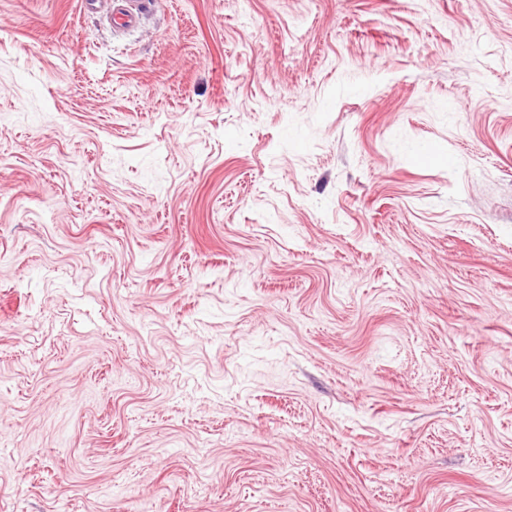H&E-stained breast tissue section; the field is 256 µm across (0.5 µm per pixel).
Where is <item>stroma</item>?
I'll return each instance as SVG.
<instances>
[{"label": "stroma", "instance_id": "35a3bbf8", "mask_svg": "<svg viewBox=\"0 0 512 512\" xmlns=\"http://www.w3.org/2000/svg\"><path fill=\"white\" fill-rule=\"evenodd\" d=\"M0 0V512H512V0Z\"/></svg>", "mask_w": 512, "mask_h": 512}]
</instances>
